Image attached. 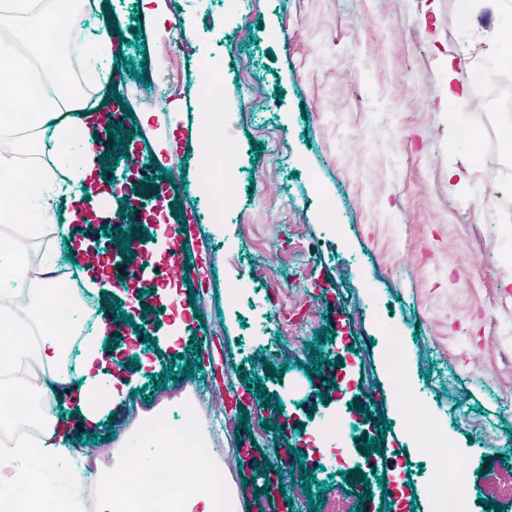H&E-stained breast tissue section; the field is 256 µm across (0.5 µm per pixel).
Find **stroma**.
I'll return each instance as SVG.
<instances>
[{"label": "stroma", "instance_id": "35a3bbf8", "mask_svg": "<svg viewBox=\"0 0 512 512\" xmlns=\"http://www.w3.org/2000/svg\"><path fill=\"white\" fill-rule=\"evenodd\" d=\"M104 3L123 41L109 85L127 100L124 135L187 217L174 284L191 332L175 346L159 327L142 336L119 410H104L94 442H76L73 458L100 448L107 474L136 414L188 403L197 424L216 426L211 462L243 512H278L236 447L250 441L265 465L332 417L336 360L347 406L392 426L359 429L338 449L317 445L325 457L341 452L339 469L291 457L288 512H308L312 495L325 499L319 512H435L433 458L417 450L408 411L434 421L466 459V512H486L488 499L512 512V151L480 95L496 78L492 10L466 18L458 0ZM104 19L91 9L85 24ZM177 27L186 36L175 41ZM209 57L224 66L223 130L235 147L220 224L197 176ZM240 278L258 288L233 304L224 284ZM326 326L332 337L317 339ZM385 334L409 356L405 389L381 364ZM313 344L327 363L308 375ZM245 393L246 419L225 427ZM266 393L284 408L260 402ZM291 417L298 433L281 440ZM374 437L383 453H366Z\"/></svg>", "mask_w": 512, "mask_h": 512}]
</instances>
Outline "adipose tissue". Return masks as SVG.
<instances>
[{
  "label": "adipose tissue",
  "mask_w": 512,
  "mask_h": 512,
  "mask_svg": "<svg viewBox=\"0 0 512 512\" xmlns=\"http://www.w3.org/2000/svg\"><path fill=\"white\" fill-rule=\"evenodd\" d=\"M84 16L74 0H0V224L25 225L30 235L43 236L53 229L57 240L72 238L73 225L93 219L107 220L115 213L103 209L112 193L88 194V187L103 180L107 163L99 149L103 109L113 95L100 91V76L113 56L112 29L102 24L89 32L73 62L84 79L96 85L91 96L73 93L51 74L64 62L54 47L44 42L47 30L66 34L82 26ZM49 150L53 165L17 169L19 155L35 148ZM66 169L81 193H64L56 169ZM57 248L20 251L0 240V368L27 366L41 375L42 389L55 403L43 415L33 442L14 449H0V512H76L80 493L89 476L72 463L70 448L78 433L99 422V407L112 398L118 378L108 369L106 347L112 333V315L96 314L92 336L83 344L75 371L48 372L58 359L63 335L37 344L24 340L22 313L38 316L53 326L58 306L68 291L57 279ZM147 433L158 455L148 460L132 458L114 474L102 476L105 493L100 512H112L113 488L131 486L139 497L138 512H151L166 499L168 489L154 483L155 467L169 468L182 488L180 512L203 505L212 512L216 476L202 459L184 455L173 459L167 448L174 442L155 422ZM25 490L27 509H20L16 493Z\"/></svg>",
  "instance_id": "ef3b65f1"
}]
</instances>
